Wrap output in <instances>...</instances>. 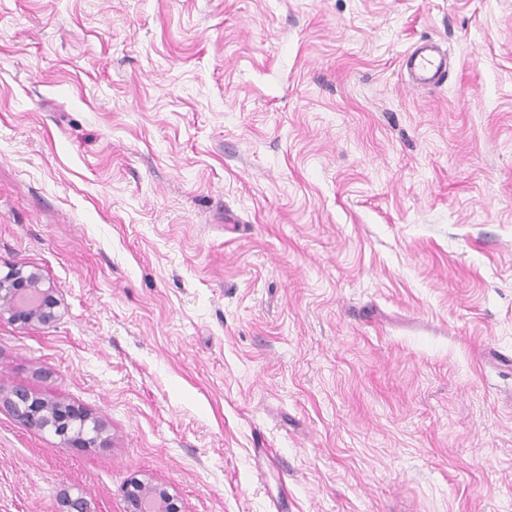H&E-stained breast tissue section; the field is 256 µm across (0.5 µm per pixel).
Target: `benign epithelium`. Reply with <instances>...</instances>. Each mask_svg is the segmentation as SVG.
Segmentation results:
<instances>
[{"mask_svg": "<svg viewBox=\"0 0 512 512\" xmlns=\"http://www.w3.org/2000/svg\"><path fill=\"white\" fill-rule=\"evenodd\" d=\"M61 300L53 287H42L36 271L11 265L0 275V320L23 325L45 324L58 320ZM0 407L30 430L49 427L73 448H105L109 439L99 418L58 399L38 396L26 388L5 390L0 387ZM124 512H186L183 502L166 486L151 478L133 479L124 487ZM62 512H95L91 501L81 494H66Z\"/></svg>", "mask_w": 512, "mask_h": 512, "instance_id": "obj_1", "label": "benign epithelium"}]
</instances>
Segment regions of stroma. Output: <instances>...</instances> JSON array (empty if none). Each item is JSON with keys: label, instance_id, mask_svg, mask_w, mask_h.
I'll return each mask as SVG.
<instances>
[{"label": "stroma", "instance_id": "1", "mask_svg": "<svg viewBox=\"0 0 512 512\" xmlns=\"http://www.w3.org/2000/svg\"><path fill=\"white\" fill-rule=\"evenodd\" d=\"M431 38L443 85L399 59ZM0 512H512V0H0ZM0 275V320L23 325L45 324L58 320L61 300L56 288H42L38 272H25L11 265ZM7 316V317H6ZM3 406L19 423L30 430L44 431L52 427L56 436L73 448H106L109 443L104 422L93 418L79 408L58 399L38 396L26 388L5 390L0 387V408ZM91 420L93 436L86 437L83 432L71 433L72 423ZM124 512H186L183 502L153 479H133L124 487Z\"/></svg>", "mask_w": 512, "mask_h": 512}]
</instances>
